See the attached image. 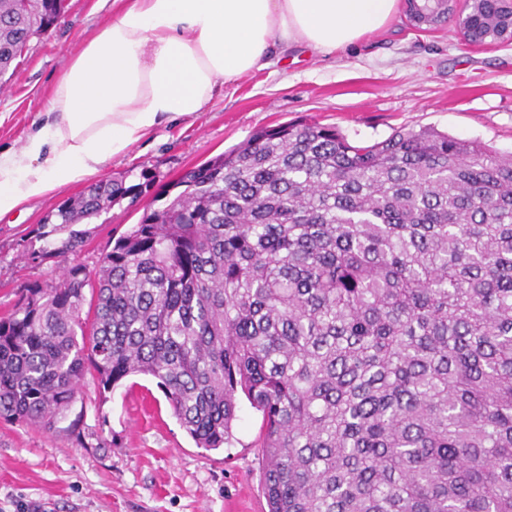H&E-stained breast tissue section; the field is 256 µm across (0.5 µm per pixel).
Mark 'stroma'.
Segmentation results:
<instances>
[{
  "label": "stroma",
  "mask_w": 512,
  "mask_h": 512,
  "mask_svg": "<svg viewBox=\"0 0 512 512\" xmlns=\"http://www.w3.org/2000/svg\"><path fill=\"white\" fill-rule=\"evenodd\" d=\"M116 0H65L50 31L32 39L0 86V149L19 148L47 119L53 87L71 57L116 13ZM336 127L367 146L394 130L432 127L480 139L512 154V43L474 47L455 20L416 29L398 9L382 29L320 54L289 47L282 64L225 85L206 108L163 123L101 172L141 185L90 224L80 252L95 268L117 238L187 171L231 150L255 131L284 124ZM83 183L57 189L25 209L0 216V318L33 285L59 274L60 258L40 251V220ZM262 417L238 400L232 445L196 446L173 416L155 379L136 375L108 392L86 376L64 419L43 430L0 419V512H268L264 463L255 442Z\"/></svg>",
  "instance_id": "35a3bbf8"
}]
</instances>
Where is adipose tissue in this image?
<instances>
[{
  "instance_id": "obj_1",
  "label": "adipose tissue",
  "mask_w": 512,
  "mask_h": 512,
  "mask_svg": "<svg viewBox=\"0 0 512 512\" xmlns=\"http://www.w3.org/2000/svg\"><path fill=\"white\" fill-rule=\"evenodd\" d=\"M398 0H121L72 57L48 119L0 150V214L97 174L155 127L303 44L330 53L383 27Z\"/></svg>"
}]
</instances>
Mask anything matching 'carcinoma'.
Instances as JSON below:
<instances>
[{"label": "carcinoma", "mask_w": 512, "mask_h": 512, "mask_svg": "<svg viewBox=\"0 0 512 512\" xmlns=\"http://www.w3.org/2000/svg\"><path fill=\"white\" fill-rule=\"evenodd\" d=\"M63 10L0 0V77ZM174 187L92 273L69 227L139 185L42 219L62 273L0 318V418L49 430L88 372L145 375L199 448L232 444L238 395L261 413L269 512H512V155L287 124Z\"/></svg>", "instance_id": "1"}]
</instances>
